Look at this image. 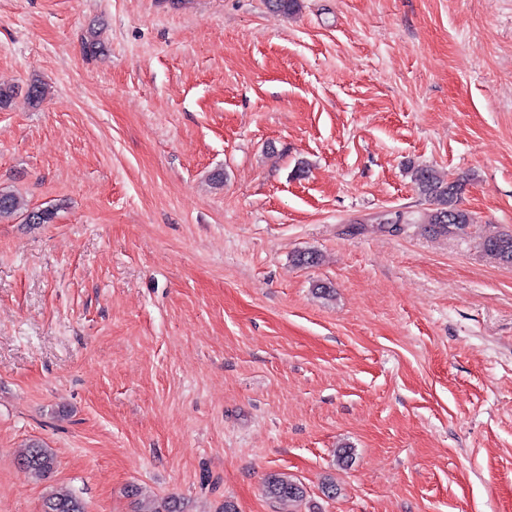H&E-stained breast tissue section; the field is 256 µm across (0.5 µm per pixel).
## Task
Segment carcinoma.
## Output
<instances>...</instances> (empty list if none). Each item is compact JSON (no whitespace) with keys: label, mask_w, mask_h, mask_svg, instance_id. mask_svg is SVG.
I'll return each mask as SVG.
<instances>
[{"label":"carcinoma","mask_w":512,"mask_h":512,"mask_svg":"<svg viewBox=\"0 0 512 512\" xmlns=\"http://www.w3.org/2000/svg\"><path fill=\"white\" fill-rule=\"evenodd\" d=\"M413 183L424 199L435 205L429 215L428 224L432 231L443 234H457L473 223L471 214L460 207L461 195L466 179L450 182L442 178L431 167H417L412 172ZM25 211V223L46 224L53 216L52 211L29 210L23 200L14 192L0 188V221ZM485 252L494 260L512 265V233L489 235L483 243ZM20 467L37 479H47L54 472V454L37 442L29 444L20 455ZM265 492L279 501L295 502L304 497L303 487L290 477L274 473L265 481ZM42 512H85L79 497L66 490H51L43 498Z\"/></svg>","instance_id":"1"}]
</instances>
